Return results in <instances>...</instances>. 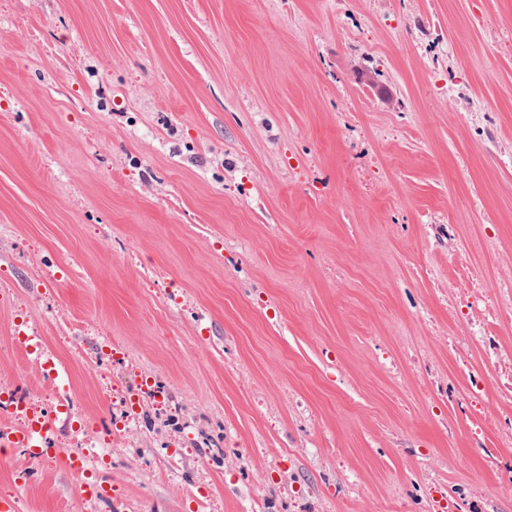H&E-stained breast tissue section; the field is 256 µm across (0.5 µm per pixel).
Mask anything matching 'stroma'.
<instances>
[{"label": "stroma", "instance_id": "35a3bbf8", "mask_svg": "<svg viewBox=\"0 0 512 512\" xmlns=\"http://www.w3.org/2000/svg\"><path fill=\"white\" fill-rule=\"evenodd\" d=\"M23 332L21 512H512V0H0ZM50 413L48 411L33 408L28 418L27 426L22 429L26 422L14 425L17 428H1L0 444L8 447L42 448L49 442Z\"/></svg>", "mask_w": 512, "mask_h": 512}]
</instances>
